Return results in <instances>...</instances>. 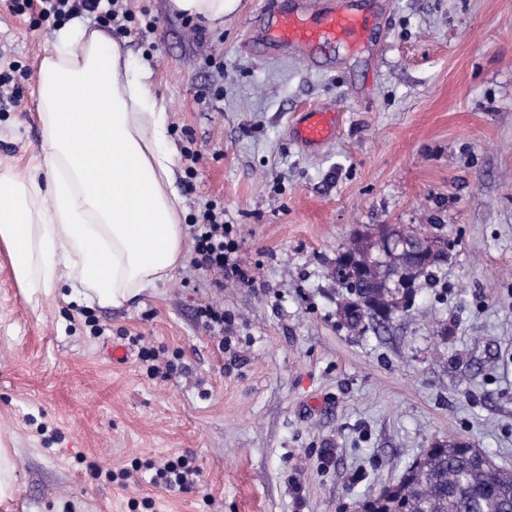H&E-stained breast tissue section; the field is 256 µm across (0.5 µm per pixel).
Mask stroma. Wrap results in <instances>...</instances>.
<instances>
[{"label":"stroma","instance_id":"stroma-1","mask_svg":"<svg viewBox=\"0 0 512 512\" xmlns=\"http://www.w3.org/2000/svg\"><path fill=\"white\" fill-rule=\"evenodd\" d=\"M0 0V161L40 151L39 63L90 15L33 28ZM377 46L330 48L331 69L252 42L265 0L223 27L167 0H117L106 31L168 112L184 232L222 211L255 287L183 258L120 307L57 284L28 301L0 247V429L18 491L0 512H356L435 440L463 438L512 469V0H358ZM339 110L310 152L297 112ZM422 228L448 240L436 282L385 327L349 330L331 272L355 230ZM224 311V331L200 311ZM104 333L93 336L89 322ZM126 355L113 361L112 347ZM172 373L148 374L141 349ZM186 457L193 491L105 468Z\"/></svg>","mask_w":512,"mask_h":512}]
</instances>
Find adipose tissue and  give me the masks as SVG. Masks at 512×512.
I'll list each match as a JSON object with an SVG mask.
<instances>
[{"instance_id": "adipose-tissue-1", "label": "adipose tissue", "mask_w": 512, "mask_h": 512, "mask_svg": "<svg viewBox=\"0 0 512 512\" xmlns=\"http://www.w3.org/2000/svg\"><path fill=\"white\" fill-rule=\"evenodd\" d=\"M240 0H168L219 27ZM41 165L0 169V246L28 299L64 283L119 307L169 278L185 252L165 108L120 45L81 26L40 63ZM48 181H40V171Z\"/></svg>"}]
</instances>
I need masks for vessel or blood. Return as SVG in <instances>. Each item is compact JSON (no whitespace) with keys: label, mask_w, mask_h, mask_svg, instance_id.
Here are the masks:
<instances>
[{"label":"vessel or blood","mask_w":512,"mask_h":512,"mask_svg":"<svg viewBox=\"0 0 512 512\" xmlns=\"http://www.w3.org/2000/svg\"><path fill=\"white\" fill-rule=\"evenodd\" d=\"M255 36L266 50L314 59L319 51L339 43L358 51L372 39L373 27L347 0L337 5L329 0L318 8L312 0H267ZM337 128V113L320 108L302 112L293 125L296 140L307 147L331 142Z\"/></svg>","instance_id":"vessel-or-blood-1"}]
</instances>
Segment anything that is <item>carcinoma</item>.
<instances>
[{
  "instance_id": "cac0c4a2",
  "label": "carcinoma",
  "mask_w": 512,
  "mask_h": 512,
  "mask_svg": "<svg viewBox=\"0 0 512 512\" xmlns=\"http://www.w3.org/2000/svg\"><path fill=\"white\" fill-rule=\"evenodd\" d=\"M397 229L395 224H380L376 233L369 229L353 236L348 251L336 255V266L346 270L336 284L358 301L344 321L351 330L366 327L360 305L364 295L373 291L389 299L393 279L412 256L391 253L381 266L366 267L364 277L351 260H362L369 252L377 255L378 241L397 234ZM367 512H512V470L485 462L470 443L452 439L431 449L417 472L402 478L388 497L370 502Z\"/></svg>"
}]
</instances>
